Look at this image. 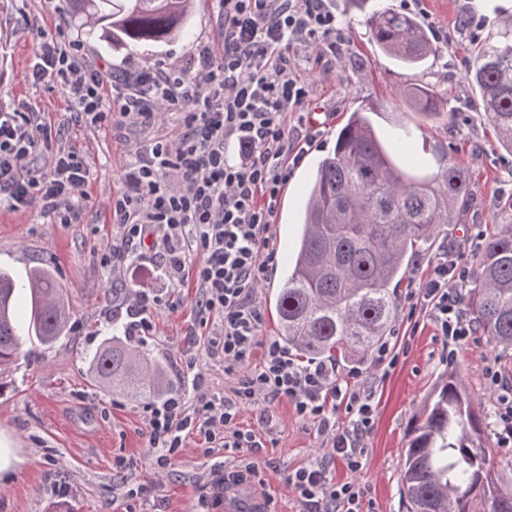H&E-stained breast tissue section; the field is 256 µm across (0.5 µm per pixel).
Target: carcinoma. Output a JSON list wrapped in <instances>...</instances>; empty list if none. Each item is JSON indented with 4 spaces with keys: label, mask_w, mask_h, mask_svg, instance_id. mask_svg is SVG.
Masks as SVG:
<instances>
[{
    "label": "carcinoma",
    "mask_w": 512,
    "mask_h": 512,
    "mask_svg": "<svg viewBox=\"0 0 512 512\" xmlns=\"http://www.w3.org/2000/svg\"><path fill=\"white\" fill-rule=\"evenodd\" d=\"M86 35L112 46L138 48L189 34L191 0H74ZM372 41L404 65L436 51L415 17L391 8L367 19ZM470 80L474 111L494 127L512 153V20L489 30L477 47ZM418 112L444 111L434 87L410 92ZM350 112L336 142L311 173L298 227V241L274 300L278 340L306 360L364 357L389 335L396 316L391 286L408 278L410 257L435 240L472 195L462 161L417 175L377 136L368 113ZM480 258L467 291L470 316L496 347L512 349V199L493 205ZM30 340L56 342L70 320L54 275L39 267L28 275ZM16 281L0 269V366L13 361L21 336L13 318ZM105 391H123L153 401L163 395L165 367L119 336L88 357ZM410 512H512V482L492 471L481 443V426L456 372L445 374L412 428L402 473Z\"/></svg>",
    "instance_id": "carcinoma-1"
}]
</instances>
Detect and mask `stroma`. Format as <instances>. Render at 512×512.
Masks as SVG:
<instances>
[{
	"instance_id": "1",
	"label": "stroma",
	"mask_w": 512,
	"mask_h": 512,
	"mask_svg": "<svg viewBox=\"0 0 512 512\" xmlns=\"http://www.w3.org/2000/svg\"><path fill=\"white\" fill-rule=\"evenodd\" d=\"M331 5L347 42L332 67L299 62L302 80L312 87L303 113L315 122L317 137L292 166L278 200L274 234L279 254L287 255L292 246L307 172L333 147L349 113L370 103L380 113L382 138L390 137L393 120L403 121L410 141L400 154L414 169L434 171L446 156L466 163L472 173L474 194L468 209L413 257L412 277L428 275L433 259L447 245L461 253L463 263L474 266L482 235L493 222L494 202L512 195V154L501 149L489 121L473 112L475 92L468 71L478 42L500 22L501 10L512 11V0H418L411 6L406 0H331ZM375 5L409 10L431 32L437 50L424 66L408 70L378 51L366 26ZM470 18L475 27L467 26ZM190 26V36L182 41L127 51L112 48L105 38L84 36L71 0H55L50 7L44 0H0V105L25 102L59 129L54 149L75 151L90 163L87 190L92 198L76 224H55L39 210L17 212L0 205V268L10 270L21 285L29 269L49 270L71 308L70 325L52 346L23 342L14 363L0 372V431L12 437L23 459L14 473L0 477V512H52L54 479L70 484L71 512H195L215 464L239 461L238 455L192 435L171 454L163 471L154 472L142 401L104 392L88 365L89 354L105 338L123 335L133 291L146 290L162 304L150 311L152 335L132 344L168 367L172 394L192 392V377L183 364L188 352L197 356V370L210 391L227 396L236 384L235 375L208 355L205 337L193 333L200 318L192 281L171 284L145 255L117 271L99 263L112 241L110 204L123 189L128 164L150 139L176 137V117L166 115L147 130L89 127L75 120L56 81L49 78L35 85L27 78L37 45L60 29L82 40L107 79L134 66L188 70L201 45L218 49L224 42L216 0H195ZM416 83L436 87L444 116L413 111L405 90ZM396 349L399 360L390 368L377 366L370 356L339 365L344 375L354 367L362 370L375 395L377 417L366 439L362 469L353 472L336 463V481L364 487L367 512H406L401 473L412 423L451 370L460 376L482 420L483 446L494 472L512 480V443L500 435V403L490 381L494 369L512 378V351L495 348L482 335L449 348L425 310L402 324ZM269 413L273 431L266 437L267 462L252 489L268 512H304L288 475L324 459L328 444L289 402L271 406Z\"/></svg>"
}]
</instances>
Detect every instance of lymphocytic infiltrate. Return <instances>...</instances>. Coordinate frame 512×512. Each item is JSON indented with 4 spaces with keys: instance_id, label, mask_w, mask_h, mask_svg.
Returning <instances> with one entry per match:
<instances>
[{
    "instance_id": "obj_1",
    "label": "lymphocytic infiltrate",
    "mask_w": 512,
    "mask_h": 512,
    "mask_svg": "<svg viewBox=\"0 0 512 512\" xmlns=\"http://www.w3.org/2000/svg\"><path fill=\"white\" fill-rule=\"evenodd\" d=\"M224 51L207 45L192 70L141 67L123 71L105 85L100 68L65 32L43 39L30 77L56 80L78 121L122 129L126 121L155 125L159 108L179 117L173 139H156L138 151L124 176L125 188L112 200L117 226L100 256L105 268L125 265L132 249L153 253L172 283L193 280L201 316L219 319L208 341L210 354L235 374L233 396L195 383V400L176 395L148 403L153 465L166 467L187 433L234 452L248 462L225 467L211 484L213 505L225 490L245 483L262 461V435L237 428L242 407L289 400L312 420L330 444L327 460L296 469L288 481L305 512H363L365 491L336 482L333 460L358 471L366 453L377 407L368 387L339 375L335 361L303 363L279 341L262 336L257 291L277 264L273 227L276 204L313 140L306 128L290 125L310 97L295 62L313 51L335 55L345 40L329 0H218ZM51 126L21 105L0 111V203L19 211L37 209L57 224H74L90 200V165L74 151L53 150ZM238 155H231L230 146ZM48 155L43 167L36 158ZM471 275L454 252L442 251L429 277L411 291L429 307L441 336L457 344L476 333L460 308V290ZM260 362H253L255 349ZM344 405L346 427L336 426V405Z\"/></svg>"
}]
</instances>
